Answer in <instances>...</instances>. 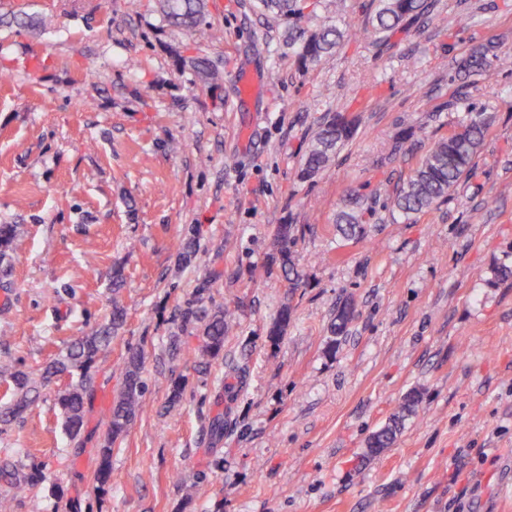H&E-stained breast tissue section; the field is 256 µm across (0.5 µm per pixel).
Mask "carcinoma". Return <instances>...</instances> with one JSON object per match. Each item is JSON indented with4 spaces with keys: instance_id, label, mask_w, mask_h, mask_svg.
Listing matches in <instances>:
<instances>
[{
    "instance_id": "1",
    "label": "carcinoma",
    "mask_w": 512,
    "mask_h": 512,
    "mask_svg": "<svg viewBox=\"0 0 512 512\" xmlns=\"http://www.w3.org/2000/svg\"><path fill=\"white\" fill-rule=\"evenodd\" d=\"M165 20L176 27L185 29L201 38L209 36L210 26L204 20V0H159ZM260 7L275 16L288 19V45L296 47L299 61L304 64H316L323 57L336 51L344 33L336 26L327 25L319 30L307 32L300 27L315 8L320 7L330 13L336 7L335 0H259ZM434 7L432 0H378L377 8L371 18L374 34L383 39L399 31L407 22L417 20ZM191 64L200 78L211 85L218 84L223 71L208 57H197ZM504 64L495 52L493 45H480L470 49L460 63V72L467 78L480 77L497 65ZM448 108L467 113L459 128L441 139L422 157L416 169L395 188L393 206L406 218L417 215L437 202L445 199L451 192L472 175L475 158L478 155L494 116L477 108L469 102L466 94L459 91L448 100ZM355 120L347 119L336 113L327 114L313 137L311 145L303 158L301 177L310 179L328 170L333 165L338 150L347 143L354 132ZM371 212L363 207L357 196L349 199L348 209L342 211L336 220L337 230L345 240H356L364 234L365 214ZM17 233L14 224L0 225V257L6 258L11 242ZM295 225L282 224L277 233V247L268 256L269 264L278 266L284 273L291 275L295 271L294 244ZM180 262L189 265L196 258L197 230L190 226L178 245ZM124 274L118 270L112 278V313L109 319L89 336L72 341L66 351L51 359L38 369V378L9 364H0V384L5 388L9 399L0 407V424L7 425L23 417L27 408L37 398L39 387L65 374L79 372V381L66 390L59 399L63 412L64 427L70 441L81 438L85 425V407L95 391V366L101 352L123 328L126 321V309L120 299L124 288ZM210 290V281L204 280L196 289V298L179 310L177 330L184 333L190 329L201 332L203 344L200 356L211 362L224 357V338L232 322V313L227 309H212L204 304ZM352 317L350 303L343 302L336 309L329 331L328 352L336 350V338L347 332ZM290 323L288 307H283L278 317L269 327L267 340L278 343L287 331ZM122 386L109 409L107 437L98 448L99 467L95 480L104 486L111 480L112 447L127 431L137 417L145 411L144 394L146 381L143 377L141 355L130 352L122 366ZM246 371L239 366H231L224 374V394L232 399L244 383ZM420 401L416 391H410L404 397L399 408L392 414L388 423L372 433L367 447L372 454H380L392 446L401 431L405 417L413 413ZM228 426L227 414L220 412L209 422L208 439L211 447L218 446L224 440V430ZM0 477L5 479L8 488L0 491V512H13L16 498L34 485L33 479H21L13 473L9 462L0 464Z\"/></svg>"
}]
</instances>
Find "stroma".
Wrapping results in <instances>:
<instances>
[{
  "label": "stroma",
  "mask_w": 512,
  "mask_h": 512,
  "mask_svg": "<svg viewBox=\"0 0 512 512\" xmlns=\"http://www.w3.org/2000/svg\"><path fill=\"white\" fill-rule=\"evenodd\" d=\"M256 2L206 0L214 37L202 42L169 28L158 0H84L76 14L67 0H0V15L54 19L40 33L0 28V224L19 227L0 277V361L34 372L96 329L117 267L127 308L79 442L62 427L65 377L0 428V460L46 476L14 512H67L72 499L82 512H512V66L467 86L458 75L472 47L512 57V0H434L426 22L384 43L368 32L377 0H339L307 27L348 37L309 66ZM200 55L220 63L223 84L199 80L188 61ZM463 86L494 117L474 172L405 220L377 186L406 180L464 120L448 109ZM336 112L359 117L355 136L335 166L301 180L313 131ZM352 194L375 215L348 242L335 220ZM282 224L299 229L296 285L266 265ZM191 225L198 253L183 266ZM207 278L210 307L236 323L206 366L201 336L177 333L174 318ZM344 300L353 319L331 353ZM286 304L291 323L270 344ZM175 333L184 354L173 360ZM131 351L146 410L102 487L97 450ZM231 364L247 376L229 404L219 380ZM174 378L184 394L172 405ZM412 390L415 414L369 454ZM228 404L236 423L214 451L208 423Z\"/></svg>",
  "instance_id": "stroma-1"
}]
</instances>
